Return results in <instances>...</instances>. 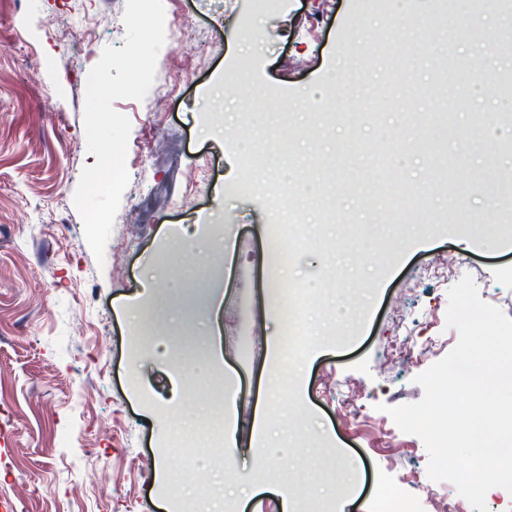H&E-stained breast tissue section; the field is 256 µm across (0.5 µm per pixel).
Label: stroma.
I'll use <instances>...</instances> for the list:
<instances>
[{"mask_svg": "<svg viewBox=\"0 0 512 512\" xmlns=\"http://www.w3.org/2000/svg\"><path fill=\"white\" fill-rule=\"evenodd\" d=\"M166 41L141 101H114L131 121L129 184L98 264L73 195L87 150V75L105 47H123L126 0H0V504L10 512H160L223 497L222 481L261 488L233 512H281V491L322 503L320 459L359 468L352 512H380L381 490L417 495L403 475L427 468L417 436L396 430L391 407L423 396L418 375L446 348L418 360L391 355L411 336L446 339L449 289L471 275L483 301L512 318V247L461 251L491 221L471 193L476 168L512 174V103L474 77L512 74V7L486 12L436 0H163ZM91 46L69 40L79 23ZM259 26L255 53L237 50L240 30ZM466 73L465 109L443 92ZM248 67L242 86L228 72ZM369 87L389 98L370 113ZM335 98L343 119L321 113ZM256 142L244 170L230 140ZM242 178L260 191L225 193ZM465 195L462 211L448 200ZM298 225L270 264L266 232L278 215ZM226 242L176 248L181 225ZM160 275L174 299L195 276L217 284L212 307L158 324L169 350L145 346L128 324L127 295ZM304 289L311 333L301 370L273 360L270 336L283 323L290 289ZM208 331L211 350L194 338ZM200 377L169 401L170 375ZM244 399L234 469L214 459L218 381ZM362 405L365 420L344 414ZM271 434L259 443L255 423ZM393 437H386V430ZM192 448L195 473L158 489L154 470Z\"/></svg>", "mask_w": 512, "mask_h": 512, "instance_id": "35a3bbf8", "label": "stroma"}]
</instances>
